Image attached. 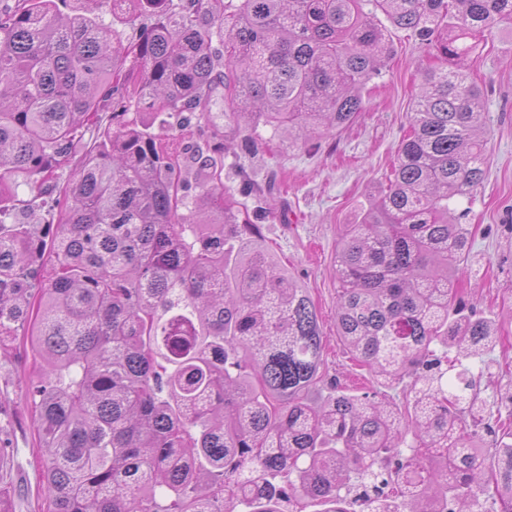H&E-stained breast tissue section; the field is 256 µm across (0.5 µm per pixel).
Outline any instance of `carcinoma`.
<instances>
[{
    "label": "carcinoma",
    "instance_id": "cac0c4a2",
    "mask_svg": "<svg viewBox=\"0 0 512 512\" xmlns=\"http://www.w3.org/2000/svg\"><path fill=\"white\" fill-rule=\"evenodd\" d=\"M96 2L0 7V358L22 338L39 361L46 512H349L351 494L366 512H485L482 495L512 512V391L480 399L464 365L494 323L452 291L470 249L452 205L489 164L468 59L512 0H112L109 22ZM387 22L438 64L387 185L344 225L336 326L358 366L411 378L403 413L336 385L306 398L315 306L224 202V127L335 134L386 71ZM475 409L500 423L489 454Z\"/></svg>",
    "mask_w": 512,
    "mask_h": 512
}]
</instances>
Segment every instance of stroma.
<instances>
[{
  "label": "stroma",
  "mask_w": 512,
  "mask_h": 512,
  "mask_svg": "<svg viewBox=\"0 0 512 512\" xmlns=\"http://www.w3.org/2000/svg\"><path fill=\"white\" fill-rule=\"evenodd\" d=\"M386 74L367 86L365 106L335 135L311 148L292 147L288 136L261 127L224 133V187L230 204L256 201L249 221L264 244L306 288L324 335L323 402L331 382L353 395L369 393L403 408L402 388L354 365L336 332V248L344 225L390 174L409 124L425 68L433 58L409 32L390 34ZM470 73L486 86L487 152L483 184L460 198L472 232L470 253L453 281L458 298L475 304L495 322L496 343L483 357L468 359L476 388L492 398L512 386V28L504 26L478 48ZM33 361L23 342L0 358V512H44L42 456L35 417L25 396Z\"/></svg>",
  "instance_id": "obj_1"
}]
</instances>
